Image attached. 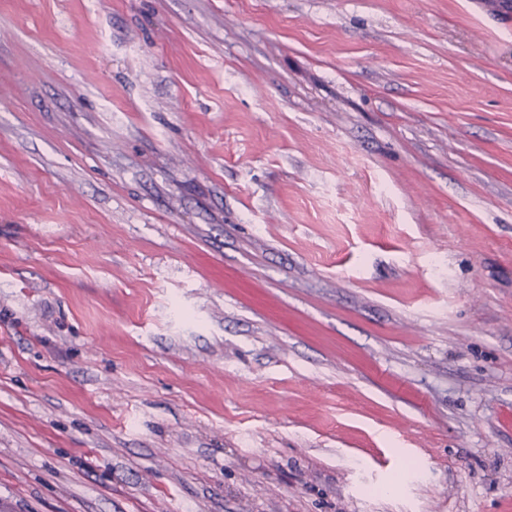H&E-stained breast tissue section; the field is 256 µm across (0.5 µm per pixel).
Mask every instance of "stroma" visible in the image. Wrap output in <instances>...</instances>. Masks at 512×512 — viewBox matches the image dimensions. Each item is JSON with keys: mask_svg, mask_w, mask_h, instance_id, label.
Here are the masks:
<instances>
[{"mask_svg": "<svg viewBox=\"0 0 512 512\" xmlns=\"http://www.w3.org/2000/svg\"><path fill=\"white\" fill-rule=\"evenodd\" d=\"M0 512H512V0H0Z\"/></svg>", "mask_w": 512, "mask_h": 512, "instance_id": "stroma-1", "label": "stroma"}]
</instances>
